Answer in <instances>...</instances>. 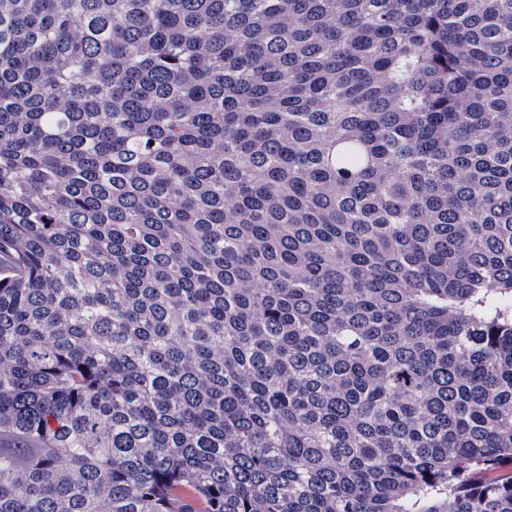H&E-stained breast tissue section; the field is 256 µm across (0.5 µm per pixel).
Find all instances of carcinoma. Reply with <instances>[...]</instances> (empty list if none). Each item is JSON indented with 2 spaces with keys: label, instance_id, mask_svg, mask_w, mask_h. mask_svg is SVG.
Listing matches in <instances>:
<instances>
[{
  "label": "carcinoma",
  "instance_id": "carcinoma-1",
  "mask_svg": "<svg viewBox=\"0 0 512 512\" xmlns=\"http://www.w3.org/2000/svg\"><path fill=\"white\" fill-rule=\"evenodd\" d=\"M0 512H512V0H0Z\"/></svg>",
  "mask_w": 512,
  "mask_h": 512
}]
</instances>
